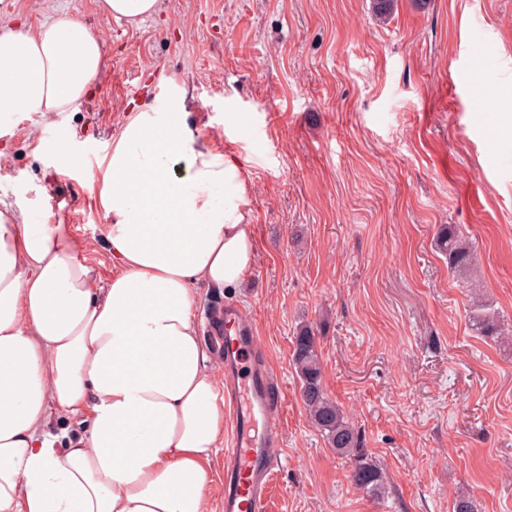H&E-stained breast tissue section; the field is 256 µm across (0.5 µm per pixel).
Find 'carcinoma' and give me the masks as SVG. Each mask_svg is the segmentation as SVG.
Segmentation results:
<instances>
[{
    "instance_id": "1",
    "label": "carcinoma",
    "mask_w": 512,
    "mask_h": 512,
    "mask_svg": "<svg viewBox=\"0 0 512 512\" xmlns=\"http://www.w3.org/2000/svg\"><path fill=\"white\" fill-rule=\"evenodd\" d=\"M396 0H371L375 17L385 22L394 10ZM435 247L448 259V268L459 278L469 273L474 263L471 243L464 239L454 224L439 226ZM473 312L484 336L500 334L497 317L488 311L479 297H473ZM292 362L301 382V397L311 423L322 433L336 454L352 462L353 483L372 493L385 489L384 473L363 448L359 431L343 411L325 392L322 382V364L317 349L315 331L305 325L294 336Z\"/></svg>"
}]
</instances>
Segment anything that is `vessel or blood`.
Returning <instances> with one entry per match:
<instances>
[{
  "instance_id": "vessel-or-blood-1",
  "label": "vessel or blood",
  "mask_w": 512,
  "mask_h": 512,
  "mask_svg": "<svg viewBox=\"0 0 512 512\" xmlns=\"http://www.w3.org/2000/svg\"><path fill=\"white\" fill-rule=\"evenodd\" d=\"M213 336L224 340V391L232 418V435L224 467V512H267L282 434L277 419L282 391L266 353L259 345L256 323L242 319L225 305L212 323ZM250 359V374L239 382V366Z\"/></svg>"
}]
</instances>
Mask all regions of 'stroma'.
Masks as SVG:
<instances>
[{
  "label": "stroma",
  "mask_w": 512,
  "mask_h": 512,
  "mask_svg": "<svg viewBox=\"0 0 512 512\" xmlns=\"http://www.w3.org/2000/svg\"><path fill=\"white\" fill-rule=\"evenodd\" d=\"M101 0H0V24L80 18L104 66L76 109L19 114L0 137V201L66 225L98 285L115 267L100 201L105 153L132 113L185 89L196 141L242 166L257 261L245 288L203 287L256 321L284 390L273 512H512V71L488 103L464 90L486 31L512 57V0H158L133 26ZM77 160L63 168L62 154ZM94 165H83L88 154ZM453 224L503 333L481 334L471 282L434 247ZM314 327L323 385L382 467L351 480L308 420L291 361Z\"/></svg>",
  "instance_id": "obj_1"
}]
</instances>
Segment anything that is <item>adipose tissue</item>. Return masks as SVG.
Returning a JSON list of instances; mask_svg holds the SVG:
<instances>
[{"mask_svg": "<svg viewBox=\"0 0 512 512\" xmlns=\"http://www.w3.org/2000/svg\"><path fill=\"white\" fill-rule=\"evenodd\" d=\"M102 63L79 19L0 28V136L17 113L74 107ZM184 97L135 113L112 147L106 287L64 225L0 210V512H208L224 397L195 287L241 288L257 249L249 182L195 146ZM60 418L81 433L58 442Z\"/></svg>", "mask_w": 512, "mask_h": 512, "instance_id": "adipose-tissue-1", "label": "adipose tissue"}]
</instances>
